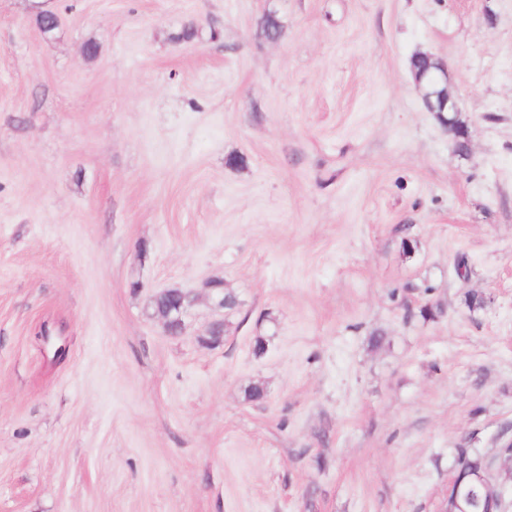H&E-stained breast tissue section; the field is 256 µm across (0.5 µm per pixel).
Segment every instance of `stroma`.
Returning <instances> with one entry per match:
<instances>
[{
    "mask_svg": "<svg viewBox=\"0 0 512 512\" xmlns=\"http://www.w3.org/2000/svg\"><path fill=\"white\" fill-rule=\"evenodd\" d=\"M505 435L512 0H0V512H444ZM427 60L425 68L414 80L419 89L422 90L423 103L428 112H432L444 118V130L448 135L457 132L458 137L468 139L464 129L457 130V127H463L457 118L459 112L456 102L449 91L450 74L448 65L443 60H439L430 53L424 54ZM432 70L430 77L424 81L425 75ZM451 117V118H450Z\"/></svg>",
    "mask_w": 512,
    "mask_h": 512,
    "instance_id": "obj_1",
    "label": "stroma"
}]
</instances>
